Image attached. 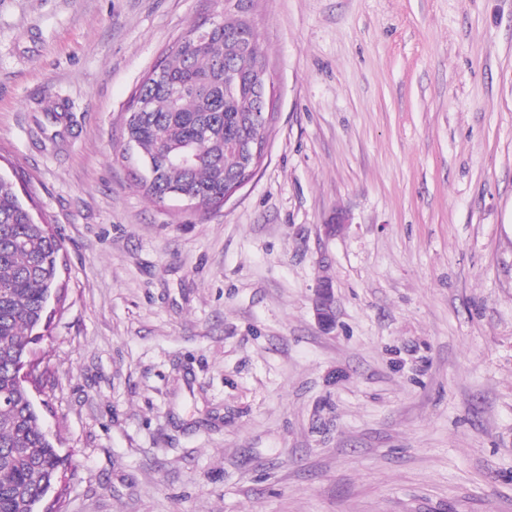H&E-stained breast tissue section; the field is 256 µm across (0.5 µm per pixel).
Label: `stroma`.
I'll use <instances>...</instances> for the list:
<instances>
[{
    "mask_svg": "<svg viewBox=\"0 0 512 512\" xmlns=\"http://www.w3.org/2000/svg\"><path fill=\"white\" fill-rule=\"evenodd\" d=\"M223 8L0 0V174L65 247L58 512H512V0H252L268 154L151 202L133 93ZM317 288L315 303L316 317L318 323L326 329L329 328L334 321L333 291L331 286L325 281H321Z\"/></svg>",
    "mask_w": 512,
    "mask_h": 512,
    "instance_id": "stroma-1",
    "label": "stroma"
}]
</instances>
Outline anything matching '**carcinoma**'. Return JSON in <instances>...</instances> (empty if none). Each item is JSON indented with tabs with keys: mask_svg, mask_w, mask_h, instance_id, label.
<instances>
[{
	"mask_svg": "<svg viewBox=\"0 0 512 512\" xmlns=\"http://www.w3.org/2000/svg\"><path fill=\"white\" fill-rule=\"evenodd\" d=\"M264 61L258 33L239 11L197 40L186 32L135 90L125 137L154 177L138 182L150 199L174 194L213 209L224 205L229 182L248 166L242 153L224 149L245 139L258 123L260 102L250 88L251 70ZM61 116L44 112L42 134L59 136ZM197 154L191 167L182 158ZM62 241L37 223L0 175V512H39L60 480L64 463L35 406L18 379L30 344L51 319L48 298L61 293Z\"/></svg>",
	"mask_w": 512,
	"mask_h": 512,
	"instance_id": "cac0c4a2",
	"label": "carcinoma"
}]
</instances>
